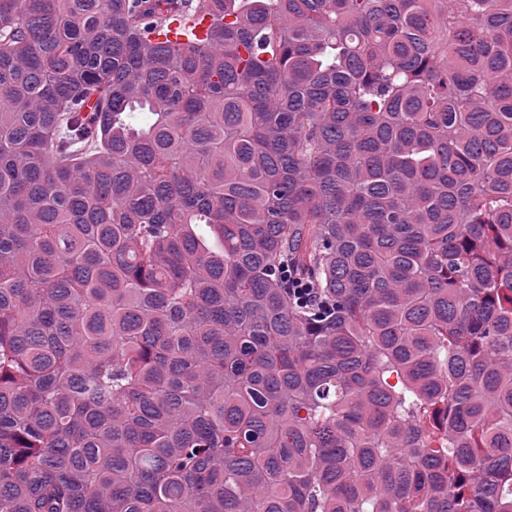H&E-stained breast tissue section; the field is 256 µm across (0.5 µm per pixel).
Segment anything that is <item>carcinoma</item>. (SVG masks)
Returning a JSON list of instances; mask_svg holds the SVG:
<instances>
[{
  "mask_svg": "<svg viewBox=\"0 0 512 512\" xmlns=\"http://www.w3.org/2000/svg\"><path fill=\"white\" fill-rule=\"evenodd\" d=\"M0 512H512V0H0ZM210 19L208 17L195 16L185 21L177 18L172 21L166 30H155L152 39L160 43H183L193 36L197 41L205 42L208 36Z\"/></svg>",
  "mask_w": 512,
  "mask_h": 512,
  "instance_id": "1",
  "label": "carcinoma"
}]
</instances>
